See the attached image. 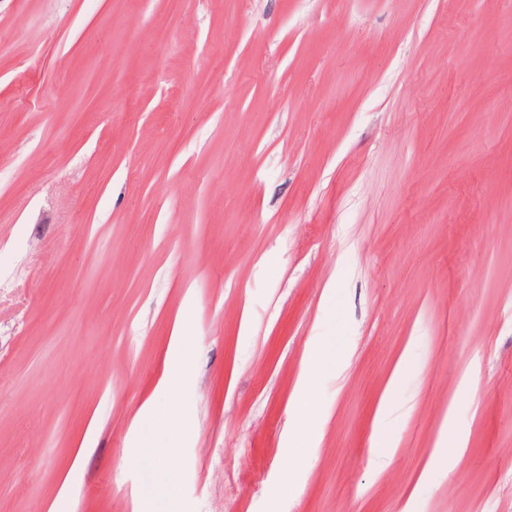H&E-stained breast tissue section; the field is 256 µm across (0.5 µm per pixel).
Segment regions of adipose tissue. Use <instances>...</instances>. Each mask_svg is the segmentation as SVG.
I'll return each mask as SVG.
<instances>
[{
  "label": "adipose tissue",
  "instance_id": "obj_1",
  "mask_svg": "<svg viewBox=\"0 0 512 512\" xmlns=\"http://www.w3.org/2000/svg\"><path fill=\"white\" fill-rule=\"evenodd\" d=\"M341 364L342 354L333 345L318 341L307 350L306 367L290 405L296 418V426L288 437V451L296 460L301 461L308 457L313 438L311 423L317 419L319 413V382L326 375L338 373ZM413 368V362L408 359L397 368L390 381L389 394L378 410L379 424L373 445L379 450L376 462L382 468L388 467L392 462L391 448L394 439L391 435V424L404 412L405 402L401 399L398 388Z\"/></svg>",
  "mask_w": 512,
  "mask_h": 512
}]
</instances>
